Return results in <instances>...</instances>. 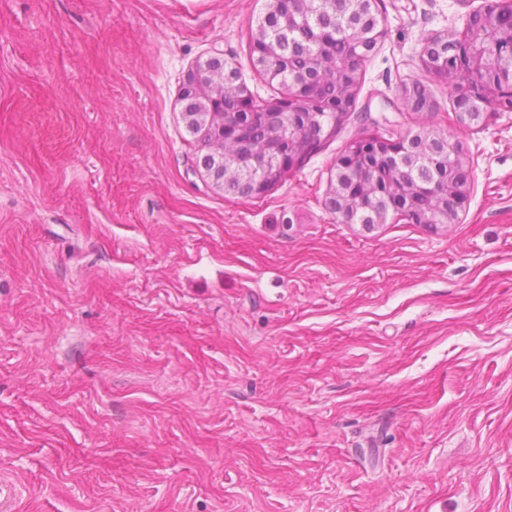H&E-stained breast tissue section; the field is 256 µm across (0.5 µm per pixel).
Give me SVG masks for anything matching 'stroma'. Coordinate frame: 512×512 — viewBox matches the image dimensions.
<instances>
[{
	"instance_id": "1",
	"label": "stroma",
	"mask_w": 512,
	"mask_h": 512,
	"mask_svg": "<svg viewBox=\"0 0 512 512\" xmlns=\"http://www.w3.org/2000/svg\"><path fill=\"white\" fill-rule=\"evenodd\" d=\"M268 4L0 0V512H512V112L458 126L422 63L485 0H380L345 129L241 199L180 86L220 57L278 97ZM425 122L457 223L337 222L348 145Z\"/></svg>"
}]
</instances>
